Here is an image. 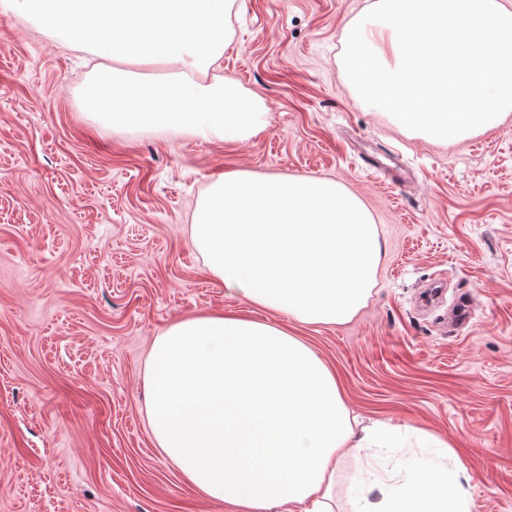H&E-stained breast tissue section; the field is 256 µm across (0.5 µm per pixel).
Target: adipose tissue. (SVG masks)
I'll return each mask as SVG.
<instances>
[{"mask_svg":"<svg viewBox=\"0 0 512 512\" xmlns=\"http://www.w3.org/2000/svg\"><path fill=\"white\" fill-rule=\"evenodd\" d=\"M56 38L85 28L106 60L83 102L112 126L166 127L244 140L266 126L263 104L219 68L236 0H0ZM130 66H163V82L131 81ZM190 235L206 272L275 320L209 311L157 337L145 378L153 438L207 500L233 512H470L466 469L445 440L426 471L386 478L380 499L343 498L349 463L389 440L360 425L334 370L290 322L334 325L365 305L381 242L358 197L329 179L230 172L210 184Z\"/></svg>","mask_w":512,"mask_h":512,"instance_id":"1","label":"adipose tissue"}]
</instances>
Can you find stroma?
Masks as SVG:
<instances>
[{
    "label": "stroma",
    "mask_w": 512,
    "mask_h": 512,
    "mask_svg": "<svg viewBox=\"0 0 512 512\" xmlns=\"http://www.w3.org/2000/svg\"><path fill=\"white\" fill-rule=\"evenodd\" d=\"M369 2L237 0L219 73L268 112L246 140L102 123L82 100L99 59L0 10V512H230L156 446L144 379L177 319L252 312L188 234L229 172L336 180L378 228L360 313L293 327L402 441L350 479L424 463V429L463 460L471 512H512V118L447 145L366 104L342 57Z\"/></svg>",
    "instance_id": "obj_1"
}]
</instances>
